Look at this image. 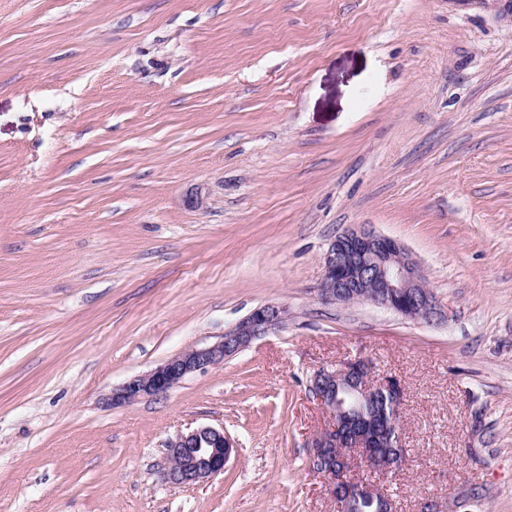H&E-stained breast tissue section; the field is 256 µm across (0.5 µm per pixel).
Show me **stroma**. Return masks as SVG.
Returning <instances> with one entry per match:
<instances>
[{
  "instance_id": "stroma-1",
  "label": "stroma",
  "mask_w": 512,
  "mask_h": 512,
  "mask_svg": "<svg viewBox=\"0 0 512 512\" xmlns=\"http://www.w3.org/2000/svg\"><path fill=\"white\" fill-rule=\"evenodd\" d=\"M360 224L447 323L321 301ZM358 358L404 389L396 512H512V0H0V512H338L308 385ZM201 424L237 448L171 486ZM286 321L287 309L283 305L260 306L225 331L219 341L180 353L113 390L112 405H126L146 397L165 394L188 375L224 364L225 359L282 328ZM233 448L223 428L201 425L179 433L166 444L163 480L170 485L187 486L223 473Z\"/></svg>"
}]
</instances>
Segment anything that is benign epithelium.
<instances>
[{"label": "benign epithelium", "mask_w": 512, "mask_h": 512, "mask_svg": "<svg viewBox=\"0 0 512 512\" xmlns=\"http://www.w3.org/2000/svg\"><path fill=\"white\" fill-rule=\"evenodd\" d=\"M319 292L326 303L366 301L427 324L447 320V312L404 245L367 225L348 229L330 242L322 257ZM286 321V307L260 306L220 340L180 353L113 390L112 405L165 394L188 375L223 364ZM310 391L330 417L312 442L311 457L341 512H360L363 502L375 504L378 512H395L393 500L377 483L364 475L353 479L350 472L386 476L405 461L400 382L373 375L371 362L359 358L333 370L316 371ZM233 448L222 428L201 425L180 433L166 444L163 480L174 486L203 482L224 472Z\"/></svg>", "instance_id": "1"}]
</instances>
